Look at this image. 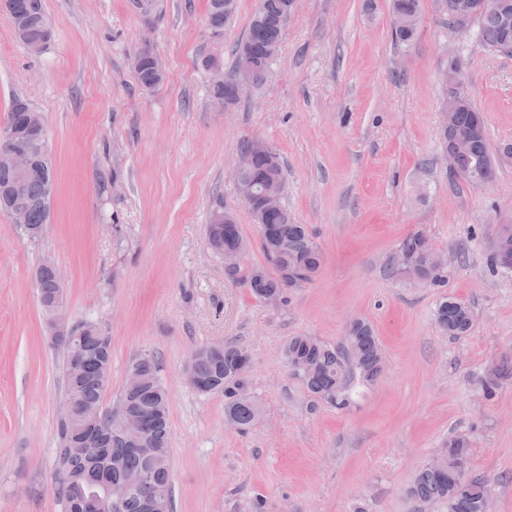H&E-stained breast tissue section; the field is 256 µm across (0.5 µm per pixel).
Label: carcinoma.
I'll list each match as a JSON object with an SVG mask.
<instances>
[{"mask_svg": "<svg viewBox=\"0 0 512 512\" xmlns=\"http://www.w3.org/2000/svg\"><path fill=\"white\" fill-rule=\"evenodd\" d=\"M10 18L20 30L19 41L50 37V25L42 0H7ZM293 0H260L253 13L246 35L237 43L232 70L218 82H210L209 97L218 110L236 107L246 86L239 74L252 63L260 70L250 82L261 84L277 55L291 14ZM512 0H485L474 22L479 27L483 45L497 52L503 41ZM421 8L420 0H392V34L396 40H412ZM231 12L224 9V0H209L207 26L209 33H224ZM156 53L152 46H142L136 55V72L141 86L152 89L164 77L153 69ZM31 104L15 97L7 110L4 123L19 124ZM467 141V151L460 155L458 168L465 174L464 182L472 186L486 185V179L497 174L498 159L491 153L486 126L471 98H466L453 115L452 133H442ZM248 155V165L240 172L239 182L256 190L271 181L285 184L279 154L256 153L251 142L241 145ZM48 161L37 167L23 183L9 166L0 164V208L9 210L14 201L24 207L25 232L41 230L48 223L54 181L51 152ZM260 211V249L266 265L252 270L247 277L251 294L259 301L277 306L286 302L288 292L311 283L320 272L323 254L306 224L294 222L286 204L274 209H260V199L249 206ZM207 246L222 255L246 248L234 217L224 224H207ZM398 253L407 264H396V271L433 286L442 282L448 264L445 253L420 232L406 236ZM512 258V224H498L491 242V262L497 267ZM42 308L64 302L61 276L53 265L41 263L37 269ZM474 322L469 304L455 297L444 296L436 308L438 330L449 336L467 335ZM63 353L71 413L57 425L58 476L57 493L64 512H82L79 505L91 493H102V486L91 483L99 474L123 478L127 491L110 512H172L170 466L171 437L166 391L161 384L158 365L150 355L134 359L127 373L137 378L125 384L120 407L141 418L147 436L140 443L128 441L111 424L104 407V396L111 383L112 347L103 339V332L92 322L83 323V330L71 342H59ZM282 354L292 376L306 387L317 402L336 409L350 405V390L355 379L374 381L382 371L383 352L371 324L358 320L347 326L340 344L330 346L314 336H293ZM251 357L246 348L226 343L212 349L198 347L188 368L191 385L201 393L224 394V416L236 429L244 431L260 417L261 406L249 394L251 390ZM512 377V367L504 365L487 373L483 380L486 393L491 394L502 381ZM472 443L465 436H453L438 453V467L425 466L416 475L410 494L421 503L439 504L445 512H485L487 477L471 475Z\"/></svg>", "mask_w": 512, "mask_h": 512, "instance_id": "obj_1", "label": "carcinoma"}]
</instances>
